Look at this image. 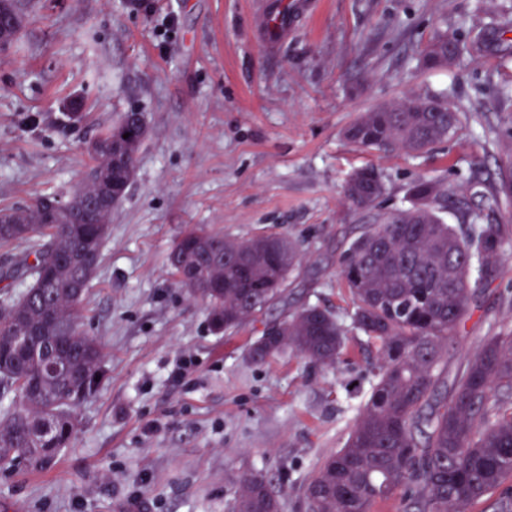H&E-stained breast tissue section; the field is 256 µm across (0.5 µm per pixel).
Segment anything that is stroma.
<instances>
[{
  "label": "stroma",
  "instance_id": "stroma-1",
  "mask_svg": "<svg viewBox=\"0 0 512 512\" xmlns=\"http://www.w3.org/2000/svg\"><path fill=\"white\" fill-rule=\"evenodd\" d=\"M25 14L0 49V209L70 198L92 166L87 143L129 110L146 136L78 321L103 348L105 380L49 467L0 468V512H230L256 473L284 512H305L306 484L369 393L376 349L352 328L328 367L288 349L259 364L248 349L301 306L351 311L343 251L409 207L419 178L447 183L485 223L512 224V206L490 207L512 171V104L500 100L512 84V0H26ZM439 30L475 48L428 69ZM410 92L447 95L461 134L422 154L345 138L360 113ZM363 167L384 186L368 210L342 194ZM194 224L296 244L263 315L214 331L207 304L177 286L168 256ZM502 264L469 300L449 376L512 327V245Z\"/></svg>",
  "mask_w": 512,
  "mask_h": 512
}]
</instances>
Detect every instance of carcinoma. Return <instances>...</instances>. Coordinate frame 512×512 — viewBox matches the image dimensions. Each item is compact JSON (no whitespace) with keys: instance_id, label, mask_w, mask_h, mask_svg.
Listing matches in <instances>:
<instances>
[{"instance_id":"carcinoma-1","label":"carcinoma","mask_w":512,"mask_h":512,"mask_svg":"<svg viewBox=\"0 0 512 512\" xmlns=\"http://www.w3.org/2000/svg\"><path fill=\"white\" fill-rule=\"evenodd\" d=\"M465 46L448 33L429 43L424 63L444 68ZM460 113L448 101L416 93L360 115L345 132L366 149L419 154L455 138ZM88 193L114 174L105 154L92 156ZM383 192L372 169L353 172L345 198L368 209ZM411 206L367 225L341 256V274L353 301V328L378 346L369 366L370 391L344 448L327 458L304 491L307 512H372L413 486L404 512H469L500 491L497 512H512V328L487 338L452 384L443 378L448 340L463 323L472 286L502 274L511 224L462 227L445 221L448 187L422 177L410 187ZM0 223V244L19 243V264L31 283L19 292L1 277L0 466L42 468L70 440L74 408L104 378L100 343L76 326L79 303L93 277L107 224L39 221L37 204ZM195 282L181 287L210 307L214 329L255 318L282 291L297 259L284 236L245 241L191 225L174 245ZM224 287L212 288L216 280ZM261 333L251 350L262 363L288 347L314 364L331 365L343 352V319L307 305ZM234 512H283V501L263 475L243 479Z\"/></svg>"}]
</instances>
